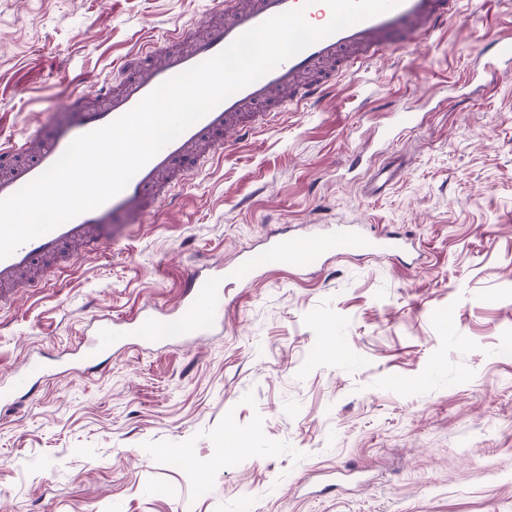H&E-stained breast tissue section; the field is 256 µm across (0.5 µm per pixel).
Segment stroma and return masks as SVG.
<instances>
[{
	"instance_id": "obj_1",
	"label": "stroma",
	"mask_w": 512,
	"mask_h": 512,
	"mask_svg": "<svg viewBox=\"0 0 512 512\" xmlns=\"http://www.w3.org/2000/svg\"><path fill=\"white\" fill-rule=\"evenodd\" d=\"M224 0H0V138ZM512 0L224 145L176 202L0 308V384L78 357L95 318L179 308L182 280L328 224L400 257L310 252L224 285V324L130 344L0 405V512H512ZM411 112L413 124L392 115ZM398 168L382 193L373 167ZM364 227L361 224L346 225L344 228L333 232L324 239V250L327 252H335L341 249L346 243L355 242L360 248L369 251L380 250L386 255L396 256L402 251L405 241L400 237L392 234L374 233L367 236L364 233Z\"/></svg>"
}]
</instances>
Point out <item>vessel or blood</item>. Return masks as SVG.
<instances>
[{"instance_id": "vessel-or-blood-1", "label": "vessel or blood", "mask_w": 512, "mask_h": 512, "mask_svg": "<svg viewBox=\"0 0 512 512\" xmlns=\"http://www.w3.org/2000/svg\"><path fill=\"white\" fill-rule=\"evenodd\" d=\"M457 0H400L392 9L354 23L305 48L258 80L236 91L182 132L150 159L118 194L99 207L77 215L53 230L29 240L0 259V306L11 302L12 287L37 260L53 257L58 266L72 260L68 252L77 244L89 251L105 246V225L124 221L141 223L167 201L189 176L203 172L219 156L226 136L242 140L261 126L276 122L286 109L320 100L338 73L361 64L401 40L428 35L447 25ZM304 7L315 26L329 22L331 10L324 0H242L229 5L220 23L200 30L172 29L159 41L149 42L116 63L113 79L99 84L93 97L66 95L61 110L49 124H36L19 138L0 141V199L16 193L51 167L70 143L100 129L133 109L163 82L214 57L243 33L295 7ZM354 242L369 251L394 256L402 251L400 237L366 235L363 225H348L324 239L325 251L334 252ZM304 252L292 241L274 242L263 254L264 264H303ZM239 267L183 283L184 303L168 313L171 338L198 337L224 322V282L237 278ZM155 318L98 319L88 339L95 352L105 353L131 339L155 340Z\"/></svg>"}]
</instances>
